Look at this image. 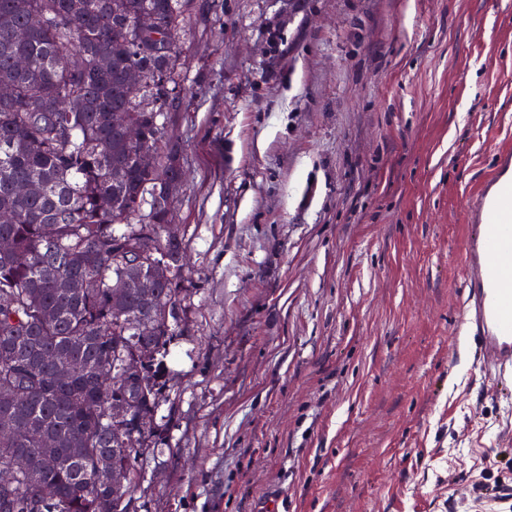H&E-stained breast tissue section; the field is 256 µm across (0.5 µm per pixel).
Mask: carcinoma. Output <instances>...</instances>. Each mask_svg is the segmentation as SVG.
<instances>
[{"label": "carcinoma", "instance_id": "cac0c4a2", "mask_svg": "<svg viewBox=\"0 0 512 512\" xmlns=\"http://www.w3.org/2000/svg\"><path fill=\"white\" fill-rule=\"evenodd\" d=\"M193 0H0V466L40 467L0 487V512H128L137 459L158 432L165 346L182 312L183 239L166 238L182 162L168 133ZM154 14L160 38L139 16ZM28 60L24 69L15 60ZM142 76L137 92L129 71ZM128 113L141 138L112 124ZM145 148L155 167L140 164ZM18 182L40 192L20 197ZM151 252L167 277L159 281ZM149 320L153 332L140 334ZM141 372L124 377L128 359ZM75 363L60 383L56 370ZM128 407L124 422L112 409ZM108 457L125 481L100 480Z\"/></svg>", "mask_w": 512, "mask_h": 512}]
</instances>
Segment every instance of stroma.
<instances>
[{"instance_id":"35a3bbf8","label":"stroma","mask_w":512,"mask_h":512,"mask_svg":"<svg viewBox=\"0 0 512 512\" xmlns=\"http://www.w3.org/2000/svg\"><path fill=\"white\" fill-rule=\"evenodd\" d=\"M188 288L128 512H512V393L456 320L512 149V0H195Z\"/></svg>"}]
</instances>
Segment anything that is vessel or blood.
<instances>
[{
    "instance_id": "1",
    "label": "vessel or blood",
    "mask_w": 512,
    "mask_h": 512,
    "mask_svg": "<svg viewBox=\"0 0 512 512\" xmlns=\"http://www.w3.org/2000/svg\"><path fill=\"white\" fill-rule=\"evenodd\" d=\"M466 208L473 226L464 245L459 324L485 375L503 387L512 382V180L490 181Z\"/></svg>"
}]
</instances>
